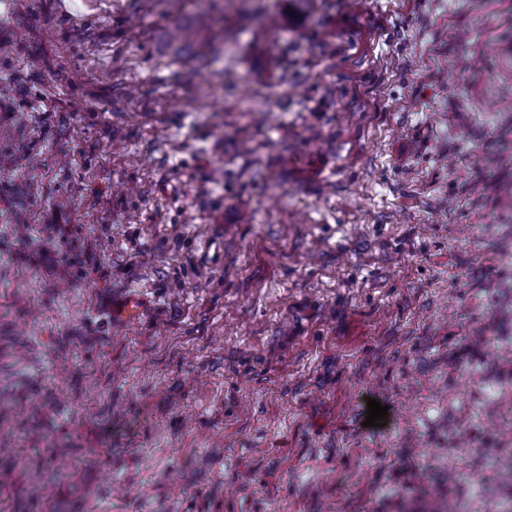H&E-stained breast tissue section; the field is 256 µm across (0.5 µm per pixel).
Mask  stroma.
Returning <instances> with one entry per match:
<instances>
[{"instance_id":"stroma-1","label":"stroma","mask_w":512,"mask_h":512,"mask_svg":"<svg viewBox=\"0 0 512 512\" xmlns=\"http://www.w3.org/2000/svg\"><path fill=\"white\" fill-rule=\"evenodd\" d=\"M277 8L0 0V512H512V0Z\"/></svg>"}]
</instances>
